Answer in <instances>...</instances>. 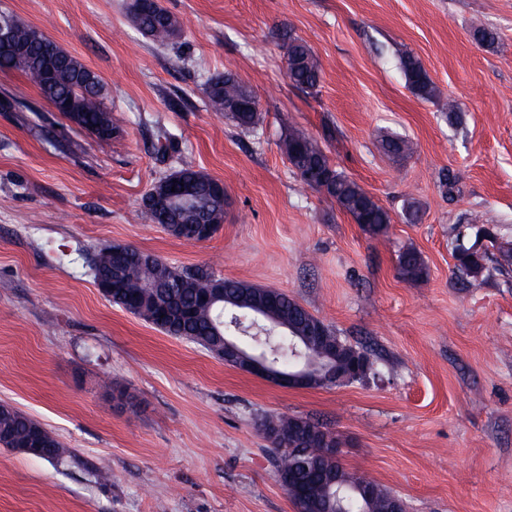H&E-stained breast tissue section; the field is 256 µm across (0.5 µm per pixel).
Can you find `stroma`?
I'll use <instances>...</instances> for the list:
<instances>
[{
  "label": "stroma",
  "instance_id": "obj_1",
  "mask_svg": "<svg viewBox=\"0 0 512 512\" xmlns=\"http://www.w3.org/2000/svg\"><path fill=\"white\" fill-rule=\"evenodd\" d=\"M160 2L181 25L166 46L127 0H0L100 76L116 120L97 139L0 71V95L28 92L0 105V403L71 452L52 464L0 447V512H297L258 428L271 415L323 423L344 467L407 512H512V271L465 279L453 252L482 227L492 259L512 241V0ZM292 36L321 62L315 93L288 78ZM402 52L437 99L407 88ZM227 72L257 96L253 129L207 105ZM292 126L390 213L386 234L302 184L278 148ZM388 136L411 154L386 152ZM184 155L224 184L203 243L144 212ZM114 242L285 292L374 369L332 389L242 375L106 300L93 264ZM407 249L424 281L398 277Z\"/></svg>",
  "mask_w": 512,
  "mask_h": 512
}]
</instances>
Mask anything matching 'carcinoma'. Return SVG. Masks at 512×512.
<instances>
[{
  "mask_svg": "<svg viewBox=\"0 0 512 512\" xmlns=\"http://www.w3.org/2000/svg\"><path fill=\"white\" fill-rule=\"evenodd\" d=\"M148 7L129 12L135 27L153 41L166 44L180 32L175 16L161 7L158 0H145ZM12 22V43L0 47V71L13 70L24 74L50 104L65 106V116L76 112L81 128H94L100 139L112 137V112L105 104V86L99 76L77 57L61 47L39 29L16 19ZM287 74L292 84L302 91L315 90L321 79V63L300 39L291 38L286 51ZM408 88L422 100L437 97V88L429 79L421 62L410 54L399 60ZM206 95L210 107L222 112L240 127L258 125V108L236 112L232 107L243 99H255L253 92L232 74L208 81ZM278 147L300 180L309 188L324 194L351 216L371 235H382L391 224L389 212L379 205L360 185L333 167L317 140L300 130H290L280 138ZM180 174L188 175L198 199L201 220L216 224L224 221V204L217 200L219 188L213 178L192 168V162L182 160ZM167 197L147 210L156 224L168 225L172 236L178 235L177 225L171 223ZM96 273L122 272L120 287L109 292L107 300L131 314L151 323L160 331L175 338L195 343L212 353L224 347V333L233 330L232 324L249 312V303L266 292L242 281L217 278L203 269L177 271L160 257L127 246L116 250L109 245L100 250ZM398 274L404 280L421 281L428 268L414 250L404 251L399 258ZM222 288L224 302L204 307L199 300L210 288ZM275 317L288 324L293 334L300 335L319 318L294 298L280 293ZM336 345V335L324 328L321 340L312 341L306 348L309 357H318ZM288 435V446L271 448L277 471L288 481V487L303 489L306 496H291L303 512H336V483L346 493L341 502L342 512H388L394 495L376 482L349 472L341 462L325 456L322 448L321 426L307 419L268 416L261 423L262 432L270 424ZM35 432L43 434L40 458L53 464L70 450L50 431L17 409L0 413V446L16 450L27 445Z\"/></svg>",
  "mask_w": 512,
  "mask_h": 512,
  "instance_id": "cac0c4a2",
  "label": "carcinoma"
}]
</instances>
